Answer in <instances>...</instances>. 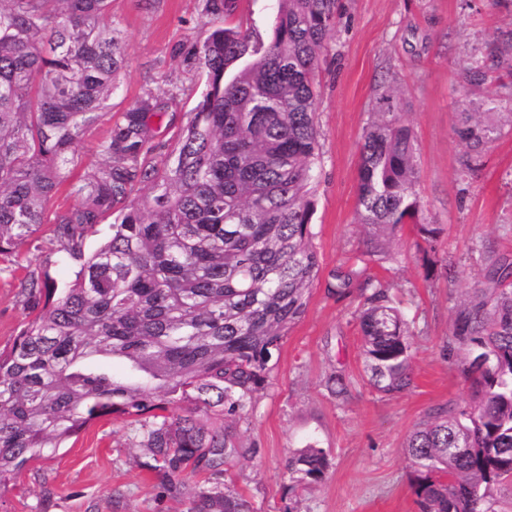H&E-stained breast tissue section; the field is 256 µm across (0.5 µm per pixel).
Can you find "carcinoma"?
<instances>
[{
  "mask_svg": "<svg viewBox=\"0 0 512 512\" xmlns=\"http://www.w3.org/2000/svg\"><path fill=\"white\" fill-rule=\"evenodd\" d=\"M233 5L203 0L212 31L172 48L204 82L176 139L155 141L154 119L176 115L181 100L146 91L100 142L103 162L71 185L77 204L51 214L81 135L109 108L122 40L112 0H0V256L53 223L58 251L79 263L62 289L35 272L19 283L29 319L0 351V490L115 415L135 426L159 496L186 497L188 512H256L224 474L248 452L237 425L318 278L315 74L339 0H278L266 44L225 26ZM495 62L493 50L472 58L466 81L481 82ZM393 97L392 88L383 93L360 146L366 248L327 285L339 297L358 290L363 354L383 394L411 385L412 332L367 266L387 258L406 224L419 251L436 252L440 235L416 191L413 128L392 110ZM495 132L483 113H465L462 171L479 167ZM137 186L148 194L132 197ZM107 217L112 237L85 252ZM482 278L480 293L460 301L452 336L489 364L466 370L473 403L432 409L407 439L417 512H492V488L512 480V253L486 251ZM107 357L124 373L99 364ZM328 468L312 443L286 465L294 489ZM196 475L203 482H190Z\"/></svg>",
  "mask_w": 512,
  "mask_h": 512,
  "instance_id": "1",
  "label": "carcinoma"
}]
</instances>
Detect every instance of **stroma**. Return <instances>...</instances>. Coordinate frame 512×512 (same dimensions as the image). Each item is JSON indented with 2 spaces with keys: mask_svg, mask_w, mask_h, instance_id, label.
Returning a JSON list of instances; mask_svg holds the SVG:
<instances>
[{
  "mask_svg": "<svg viewBox=\"0 0 512 512\" xmlns=\"http://www.w3.org/2000/svg\"><path fill=\"white\" fill-rule=\"evenodd\" d=\"M341 18L326 43L316 73L321 166L313 185V244L318 282L305 316L288 332L269 362L267 383L238 428L249 450L225 474L231 489L251 499L257 512H416L414 469L405 444L434 407L469 403L471 391L457 352H444L453 307L479 288L482 244L512 252V126L499 123L483 165L461 177L456 136L462 115L488 98L512 97V51L479 84L462 80L469 55L482 51L497 31L512 28V0H340ZM276 0H236L228 25L270 38ZM112 18L124 42L125 66L110 110L120 113L148 90L176 93L183 109L162 120L161 141L184 124L203 89L173 45L206 38L210 25L202 0H112ZM396 91L395 111L411 124L417 145V190L431 222L439 224L438 257L453 256L451 273L429 279L413 227L404 226L386 260L370 272L388 281L414 320L412 384L394 394L377 392L366 370L356 294L328 292L337 267L362 250L357 206L359 147L385 87ZM110 126L101 118L82 137L81 158L66 166L50 211L72 207L69 193L86 168L101 163L97 149ZM75 261L58 252L52 224L41 225L19 247L12 264L0 260V349L9 347L27 313L18 283L28 271L69 283ZM341 374L345 396L327 380ZM316 443L329 459L321 482L290 490L289 455ZM127 423L109 416L91 423L64 448L31 463L15 485L0 493V512H188L179 497H159L158 477L144 467Z\"/></svg>",
  "mask_w": 512,
  "mask_h": 512,
  "instance_id": "stroma-1",
  "label": "stroma"
}]
</instances>
